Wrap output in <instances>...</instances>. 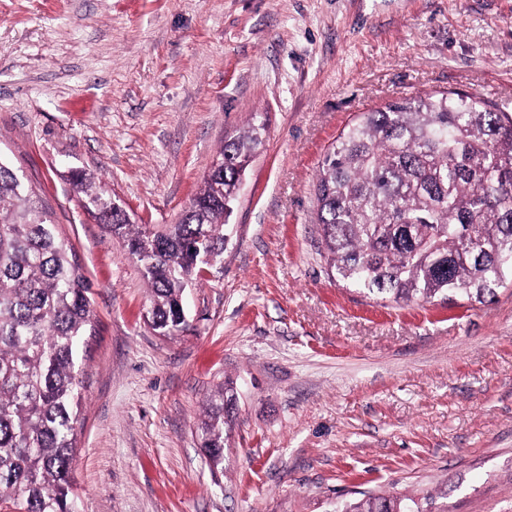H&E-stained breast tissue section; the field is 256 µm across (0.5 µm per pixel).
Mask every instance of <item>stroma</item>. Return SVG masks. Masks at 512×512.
<instances>
[{"mask_svg": "<svg viewBox=\"0 0 512 512\" xmlns=\"http://www.w3.org/2000/svg\"><path fill=\"white\" fill-rule=\"evenodd\" d=\"M477 93L512 112V0H0V150L91 284L72 477L83 512H334L368 494L512 512V287L396 304L327 273L315 176L359 113ZM265 124L224 229L154 335L121 241L67 179L177 223L225 138ZM233 381L212 473L199 423Z\"/></svg>", "mask_w": 512, "mask_h": 512, "instance_id": "obj_1", "label": "stroma"}]
</instances>
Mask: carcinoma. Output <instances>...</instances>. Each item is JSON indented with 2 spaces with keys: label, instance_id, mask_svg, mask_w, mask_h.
<instances>
[{
  "label": "carcinoma",
  "instance_id": "1",
  "mask_svg": "<svg viewBox=\"0 0 512 512\" xmlns=\"http://www.w3.org/2000/svg\"><path fill=\"white\" fill-rule=\"evenodd\" d=\"M264 123L224 142L175 224H136L106 186L75 169L84 211L123 240L149 290L147 326H187L185 295L224 258V226ZM321 248L336 282L397 304L478 302L512 285V113L477 94L437 92L362 112L326 154L315 185ZM90 284L51 214L0 153V505L80 512L71 482L82 403L78 358L96 331ZM237 393L220 386L200 432L213 471ZM397 495H367L336 512H431Z\"/></svg>",
  "mask_w": 512,
  "mask_h": 512
}]
</instances>
